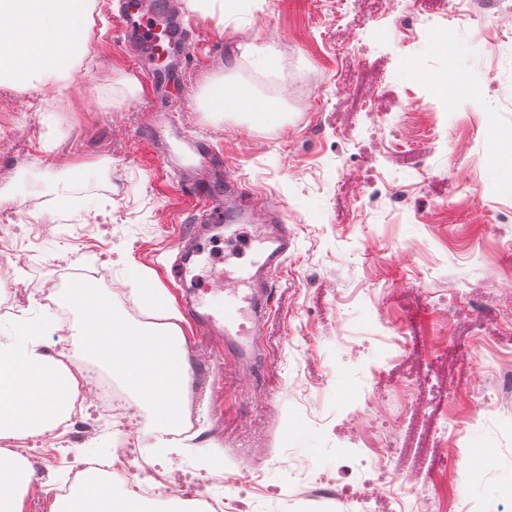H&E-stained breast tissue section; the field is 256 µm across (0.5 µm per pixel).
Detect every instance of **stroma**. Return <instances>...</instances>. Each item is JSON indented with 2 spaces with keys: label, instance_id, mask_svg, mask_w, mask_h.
Wrapping results in <instances>:
<instances>
[{
  "label": "stroma",
  "instance_id": "obj_1",
  "mask_svg": "<svg viewBox=\"0 0 512 512\" xmlns=\"http://www.w3.org/2000/svg\"><path fill=\"white\" fill-rule=\"evenodd\" d=\"M118 3L97 0L92 55L70 86H0V206L20 215L8 234L40 254L25 314L46 324L47 351L98 367L76 340L79 315L66 332L54 327L69 306L70 268L98 273L105 294L110 282L131 290L145 278L167 295L162 325L185 338L197 405L191 444L159 449L139 436L151 464L199 481L221 471L209 491L238 499L241 512H346L358 462L382 453L389 469L412 472L414 512H512V393L498 386L512 369V0H498L499 22L454 19L440 50L424 36L406 43L378 0H360L341 24L337 0H244L236 10L213 0L205 11L160 0L191 32L179 56L156 65L166 80L155 87L135 70L143 45L125 32ZM241 40L272 45L270 64L239 65ZM409 55L442 80L469 75L483 95L429 104L426 87L399 76ZM340 79L352 86L341 101ZM210 80L275 89L284 110L269 126L217 119L202 110ZM308 89L319 106L307 104ZM368 91L378 111H361ZM188 134L216 149L252 220L277 202L294 233L259 326L256 377L188 322L171 273L195 220ZM416 150L426 165H415ZM248 232L220 230L213 261L196 258L191 278L234 265ZM346 329L360 357L339 346ZM396 338L406 349H393ZM402 411L431 442L421 457L393 451ZM120 437L107 424L85 437L33 438L27 459L40 479L23 512H48L44 480L111 456ZM453 446L484 456L479 475L453 460ZM299 463L324 484L298 489ZM243 473L262 479L227 485Z\"/></svg>",
  "mask_w": 512,
  "mask_h": 512
}]
</instances>
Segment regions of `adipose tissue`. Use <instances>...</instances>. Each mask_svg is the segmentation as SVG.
Here are the masks:
<instances>
[{
  "mask_svg": "<svg viewBox=\"0 0 512 512\" xmlns=\"http://www.w3.org/2000/svg\"><path fill=\"white\" fill-rule=\"evenodd\" d=\"M96 0H0V86L21 90L72 79L89 52L90 20ZM205 111L243 112L261 120L281 111L280 101L257 95L248 86L216 83ZM70 303L83 317L79 342L84 353L122 378L155 417L179 425L182 399L191 381L179 331L134 326L101 296L97 281L80 280ZM43 327L21 323L0 341V438L26 439L62 424L80 394L77 371L43 347ZM34 469L18 458L0 456V512H22V491ZM53 512H143L140 503L113 494L92 471Z\"/></svg>",
  "mask_w": 512,
  "mask_h": 512,
  "instance_id": "obj_1",
  "label": "adipose tissue"
}]
</instances>
